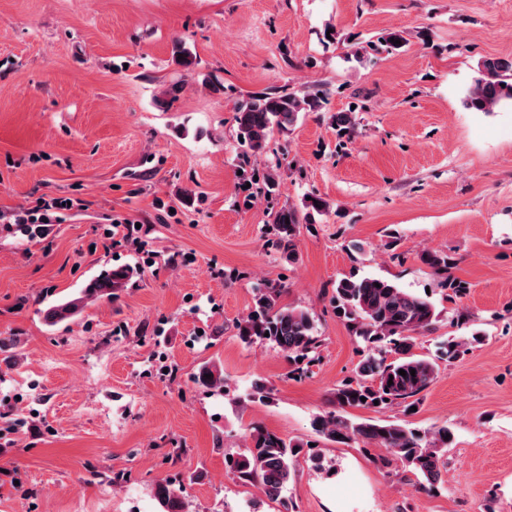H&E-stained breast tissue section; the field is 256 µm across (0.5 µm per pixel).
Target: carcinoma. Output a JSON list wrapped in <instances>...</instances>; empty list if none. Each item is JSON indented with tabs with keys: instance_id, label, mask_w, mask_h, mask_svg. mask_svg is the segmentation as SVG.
Returning <instances> with one entry per match:
<instances>
[{
	"instance_id": "cac0c4a2",
	"label": "carcinoma",
	"mask_w": 512,
	"mask_h": 512,
	"mask_svg": "<svg viewBox=\"0 0 512 512\" xmlns=\"http://www.w3.org/2000/svg\"><path fill=\"white\" fill-rule=\"evenodd\" d=\"M506 101L512 102V60L488 59L468 89L464 103L477 112H492ZM322 104L320 95L301 96L295 92L254 95L235 116L239 144L261 151L274 130L295 126L303 114L319 111ZM273 228L276 246L293 251L300 232L297 212L290 208L280 210ZM421 259L443 277V284H448V269L454 265L448 254L426 251ZM133 273L129 267H116L100 274L86 284L80 298L50 309L48 319L53 321L75 313L83 303L121 287ZM282 294L283 289L276 286L259 291L250 312L239 325V334L247 342L259 340L274 345L288 361L297 364L293 373L300 375L304 373L302 364L319 360L321 339L313 316L306 310L283 304ZM330 303L358 345L360 359L354 375L336 385L337 409L316 416L313 430L320 438L334 443L361 441L382 448L387 453L384 462L395 463L403 474L413 475L419 489H438L442 484L444 451L454 439L448 427L420 430L393 422L354 421L347 412L357 407L380 411L401 406L408 413L420 404V394L436 378L437 367L434 362L418 357L413 349L417 337L433 329L438 321L434 303L429 297L410 293L391 281L353 276L336 282ZM401 369L406 375L399 374ZM198 381L210 389L224 387V377L209 366L200 371ZM247 439L246 453L228 461L231 473L243 483L258 486L269 499L283 500L295 462L310 444L293 441L260 425L248 429ZM154 494L162 512H187L181 483L159 482Z\"/></svg>"
}]
</instances>
